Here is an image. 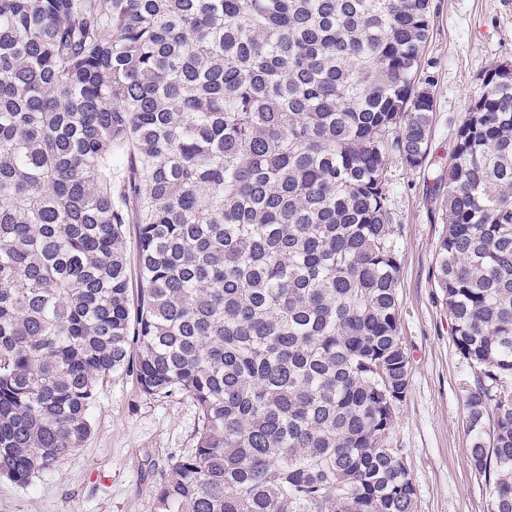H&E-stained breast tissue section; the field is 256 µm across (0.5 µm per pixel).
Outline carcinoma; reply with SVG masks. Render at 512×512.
<instances>
[{
  "label": "carcinoma",
  "instance_id": "cac0c4a2",
  "mask_svg": "<svg viewBox=\"0 0 512 512\" xmlns=\"http://www.w3.org/2000/svg\"><path fill=\"white\" fill-rule=\"evenodd\" d=\"M432 0H0V478L99 382L190 396L154 512H415L392 156L435 164ZM470 463L512 512V64L436 178ZM138 225L137 300L124 227Z\"/></svg>",
  "mask_w": 512,
  "mask_h": 512
}]
</instances>
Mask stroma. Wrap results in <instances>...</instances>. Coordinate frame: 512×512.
Returning <instances> with one entry per match:
<instances>
[{"mask_svg":"<svg viewBox=\"0 0 512 512\" xmlns=\"http://www.w3.org/2000/svg\"><path fill=\"white\" fill-rule=\"evenodd\" d=\"M433 37L421 76L430 80L436 157L449 159L455 133L484 71L512 62V0H434ZM436 169L390 168L391 208L401 247L400 338L409 357V390L398 406L393 444L416 489L415 512H492L483 475L470 465L466 385L473 380L450 335L434 279L444 224ZM83 446L20 487L0 479V512H153L150 490L173 457L195 446L200 424L184 394L148 397L126 371L109 375Z\"/></svg>","mask_w":512,"mask_h":512,"instance_id":"stroma-1","label":"stroma"}]
</instances>
